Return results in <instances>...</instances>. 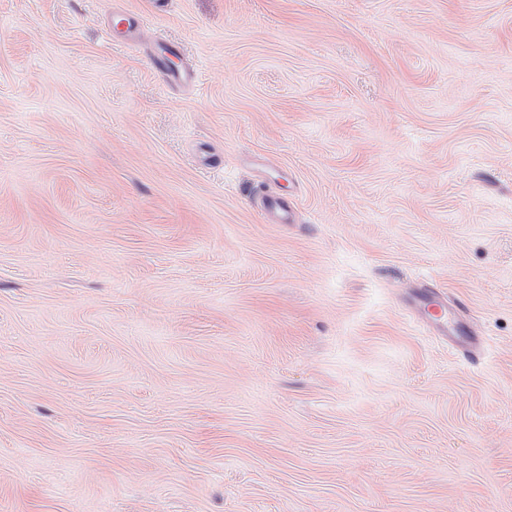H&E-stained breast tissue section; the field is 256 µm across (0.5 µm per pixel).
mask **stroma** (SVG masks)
Here are the masks:
<instances>
[{
  "instance_id": "stroma-1",
  "label": "stroma",
  "mask_w": 512,
  "mask_h": 512,
  "mask_svg": "<svg viewBox=\"0 0 512 512\" xmlns=\"http://www.w3.org/2000/svg\"><path fill=\"white\" fill-rule=\"evenodd\" d=\"M0 512H512V0H0ZM263 217L270 224H288L290 222L288 202L278 197L267 198L264 203ZM424 300L427 302V313L419 314L420 319L430 326H433L442 336L448 338V342H461L463 334L459 323L454 321L448 311V301L440 294L426 295Z\"/></svg>"
}]
</instances>
